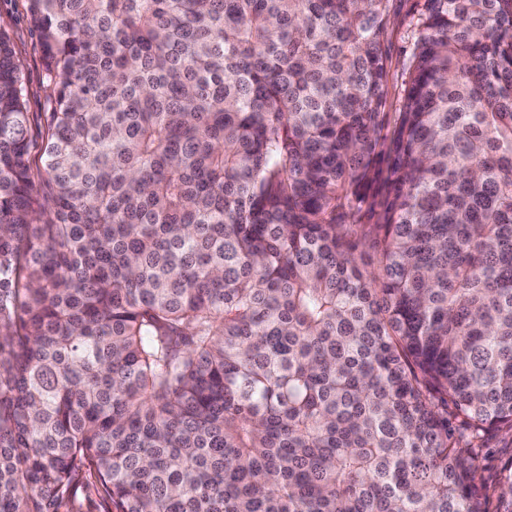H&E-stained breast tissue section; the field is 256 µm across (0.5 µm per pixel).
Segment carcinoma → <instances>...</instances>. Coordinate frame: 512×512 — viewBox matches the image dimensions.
Instances as JSON below:
<instances>
[{
    "label": "carcinoma",
    "instance_id": "cac0c4a2",
    "mask_svg": "<svg viewBox=\"0 0 512 512\" xmlns=\"http://www.w3.org/2000/svg\"><path fill=\"white\" fill-rule=\"evenodd\" d=\"M0 29V512H512V0H28ZM461 419L456 429L448 405ZM0 26L13 41L22 65L28 90L26 111L30 120L38 112H47L50 89L47 87L39 32L30 21L26 0H0ZM423 2L424 0H391L389 2L391 22L384 35L389 61L386 103L383 112L400 111L401 84L405 78L406 65L416 38L411 30L410 21ZM482 450L477 459L478 473L486 481H492L501 468L511 462L512 431L492 428L482 438Z\"/></svg>",
    "mask_w": 512,
    "mask_h": 512
}]
</instances>
